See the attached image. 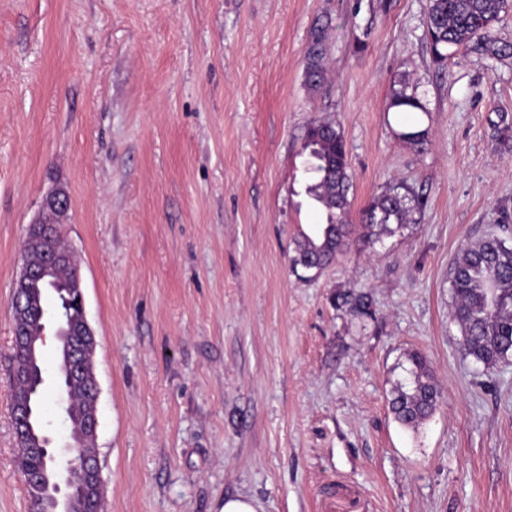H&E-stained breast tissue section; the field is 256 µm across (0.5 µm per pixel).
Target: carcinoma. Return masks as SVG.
Returning <instances> with one entry per match:
<instances>
[{
  "label": "carcinoma",
  "instance_id": "carcinoma-1",
  "mask_svg": "<svg viewBox=\"0 0 512 512\" xmlns=\"http://www.w3.org/2000/svg\"><path fill=\"white\" fill-rule=\"evenodd\" d=\"M512 8V0H429L427 39L433 62L444 65L452 51L475 43V50L488 58L505 51L488 34L501 14ZM324 28L311 34L304 70L305 83L319 89L325 81ZM387 110L428 114L426 106L406 82L392 90ZM414 146L423 144L428 129L414 123L400 133ZM309 158L305 172L312 182L306 193L325 214L326 222L295 239L294 255L289 258L293 272L319 274L351 246L373 244L391 236L408 224L416 223L422 206L419 198L402 185L387 187L361 211L359 223H348L351 206V174L343 131L331 121H318L308 131ZM450 288L463 346L484 368L491 369L512 357V244L497 235L487 236L464 247L454 262ZM336 307L362 320L373 317L371 299L366 293L351 291L336 294ZM408 378L398 381L391 391V410L395 419L408 429H416L429 419L444 399L443 390L433 379L430 366L420 352L408 355ZM19 393L31 394L32 434L20 445L17 463L24 474H35L48 485L53 482L51 461L42 421L43 393L35 381L22 380ZM71 410L68 426L78 447L87 452L93 446L83 439V415L90 402L88 388H69Z\"/></svg>",
  "mask_w": 512,
  "mask_h": 512
}]
</instances>
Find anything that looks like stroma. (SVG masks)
Segmentation results:
<instances>
[{
	"label": "stroma",
	"mask_w": 512,
	"mask_h": 512,
	"mask_svg": "<svg viewBox=\"0 0 512 512\" xmlns=\"http://www.w3.org/2000/svg\"><path fill=\"white\" fill-rule=\"evenodd\" d=\"M428 0H0V512H29L11 426V299L42 198L95 333L104 512H512V359L469 356L449 279L512 224V11L489 59L433 63ZM325 25L327 82L303 72ZM424 148L388 111L400 81ZM344 133L350 220L386 185L417 221L319 277L289 265L323 222L309 126ZM369 293L374 316L338 309ZM422 353L445 400L415 431L390 392ZM410 90V86L406 82H400L398 88H394L389 97L387 104L388 111L401 112V113H421L426 117L428 116V110L426 106L421 102L416 92ZM70 209L68 194L63 189L51 190L43 198L40 215L32 224H65Z\"/></svg>",
	"instance_id": "1"
}]
</instances>
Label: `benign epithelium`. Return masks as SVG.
Here are the masks:
<instances>
[{
  "label": "benign epithelium",
  "mask_w": 512,
  "mask_h": 512,
  "mask_svg": "<svg viewBox=\"0 0 512 512\" xmlns=\"http://www.w3.org/2000/svg\"><path fill=\"white\" fill-rule=\"evenodd\" d=\"M71 209L68 194L62 189L47 193L41 203V212L35 223L43 225V234H52L55 225L67 221ZM23 266L11 300V309L17 329L13 330L14 347L21 352H37L38 345L29 341L20 320L29 315L28 296L32 285L43 283L53 292L61 295L60 302L51 311L41 316L46 323L53 325L58 341V351L62 361L57 368V388L63 396L68 395L67 387L73 383H85L93 400L85 412V433L97 438L99 387L87 351L91 347L92 330L86 315L82 280L72 252L65 248L56 252L44 250L38 261L28 257V243H23ZM60 265L73 267V277L77 285L74 291L54 287L52 271ZM29 411L24 400L12 406V428L16 438L28 435ZM50 460L55 473L54 487L46 498L47 512H75L85 505L90 506L93 498L101 497L103 490L102 471L98 456H85L74 448L72 441L64 446L50 448Z\"/></svg>",
  "instance_id": "1"
}]
</instances>
